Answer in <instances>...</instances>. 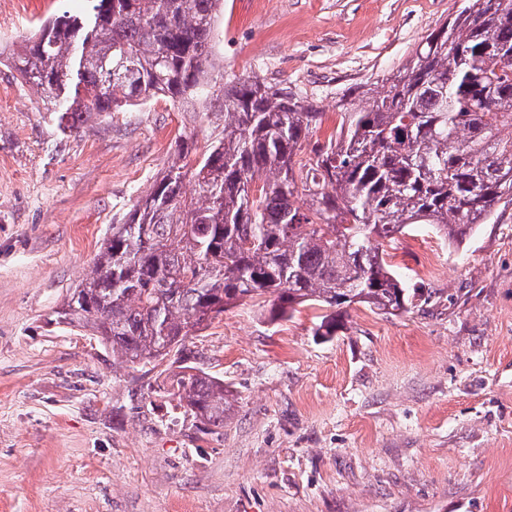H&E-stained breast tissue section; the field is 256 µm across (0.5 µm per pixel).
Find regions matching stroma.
I'll return each instance as SVG.
<instances>
[{"instance_id":"obj_1","label":"stroma","mask_w":512,"mask_h":512,"mask_svg":"<svg viewBox=\"0 0 512 512\" xmlns=\"http://www.w3.org/2000/svg\"><path fill=\"white\" fill-rule=\"evenodd\" d=\"M461 0H224V77L285 83L321 107L405 64ZM85 0H0V43ZM204 127L166 100L62 135L0 65V512H512V205L452 250L426 225L389 261L427 305H362L331 340L322 308L269 322L246 299L187 340L232 397L198 431L154 395L178 370L115 359L55 323L113 224Z\"/></svg>"}]
</instances>
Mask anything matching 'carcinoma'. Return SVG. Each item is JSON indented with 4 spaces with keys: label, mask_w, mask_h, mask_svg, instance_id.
<instances>
[{
    "label": "carcinoma",
    "mask_w": 512,
    "mask_h": 512,
    "mask_svg": "<svg viewBox=\"0 0 512 512\" xmlns=\"http://www.w3.org/2000/svg\"><path fill=\"white\" fill-rule=\"evenodd\" d=\"M6 58L59 130L164 97L208 126L181 140L57 318L112 356L152 364L180 353L156 393L206 433L231 409L224 380L186 364V339L236 303L271 297L272 322L326 308L329 340L347 308L397 315L428 301L388 263L385 244L416 224L460 248L512 204V0H463L382 90L341 102L339 132L300 158L322 123L315 101L257 76L224 82V0H87Z\"/></svg>",
    "instance_id": "obj_1"
}]
</instances>
